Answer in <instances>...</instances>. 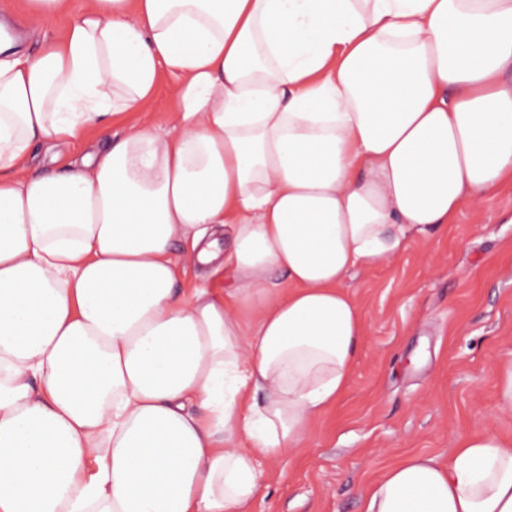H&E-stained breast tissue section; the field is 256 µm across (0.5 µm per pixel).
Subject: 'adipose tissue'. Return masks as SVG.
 Here are the masks:
<instances>
[{
    "mask_svg": "<svg viewBox=\"0 0 512 512\" xmlns=\"http://www.w3.org/2000/svg\"><path fill=\"white\" fill-rule=\"evenodd\" d=\"M165 68L171 129L111 138ZM508 186L512 0H91L0 60V512H248L349 382L345 278ZM361 512H512V445L409 456ZM210 274L211 272L198 268L196 265H187L185 266L179 287L193 288L196 285L203 284L204 281H207L206 284L214 288H222L224 285H227L226 280L223 282L221 276H210Z\"/></svg>",
    "mask_w": 512,
    "mask_h": 512,
    "instance_id": "obj_1",
    "label": "adipose tissue"
}]
</instances>
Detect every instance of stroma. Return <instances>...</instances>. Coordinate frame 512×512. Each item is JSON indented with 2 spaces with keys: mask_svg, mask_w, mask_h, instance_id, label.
I'll return each mask as SVG.
<instances>
[{
  "mask_svg": "<svg viewBox=\"0 0 512 512\" xmlns=\"http://www.w3.org/2000/svg\"><path fill=\"white\" fill-rule=\"evenodd\" d=\"M28 0H0L23 51L58 36L59 20L31 21ZM175 75L113 123L123 134L169 128ZM363 334L347 389L314 425L306 448L265 465L251 512H360L361 497L407 456L448 460L465 437L512 443L498 373L512 359V189L464 205L454 224L409 240L392 261L346 279Z\"/></svg>",
  "mask_w": 512,
  "mask_h": 512,
  "instance_id": "1",
  "label": "stroma"
}]
</instances>
